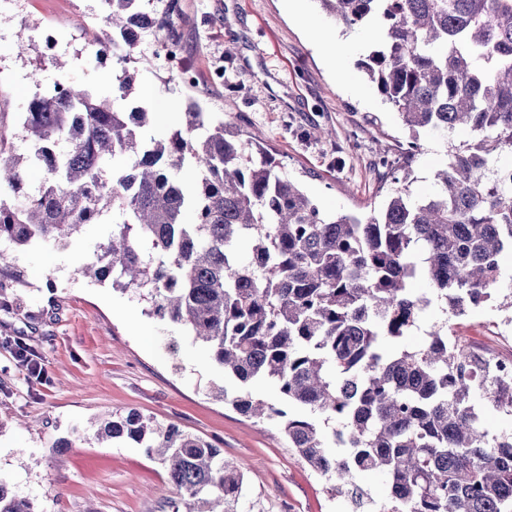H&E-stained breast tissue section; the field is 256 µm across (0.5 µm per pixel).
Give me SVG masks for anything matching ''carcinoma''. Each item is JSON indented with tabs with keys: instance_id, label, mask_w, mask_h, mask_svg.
<instances>
[{
	"instance_id": "carcinoma-1",
	"label": "carcinoma",
	"mask_w": 512,
	"mask_h": 512,
	"mask_svg": "<svg viewBox=\"0 0 512 512\" xmlns=\"http://www.w3.org/2000/svg\"><path fill=\"white\" fill-rule=\"evenodd\" d=\"M105 29L89 44L116 66L101 92L66 76L68 63L24 106L0 78V243L64 244L112 219L100 254L78 272L139 292L145 312L193 336L224 376L215 397L278 426L288 447L372 512L357 484L374 471L390 512H512V434L491 438L471 394L512 415V379L478 365L448 322L422 347L399 345L432 301L455 317L491 300L512 251V0H317L348 29L372 24L361 62L382 102L409 130L450 148L435 190L390 195L363 222L329 215L252 136L189 99L176 129L152 132L155 110L135 95L149 12L145 0H101ZM173 36L177 0L154 9ZM479 134L456 145L455 130ZM39 167L36 188L27 172ZM423 279L428 289L413 292ZM263 382L273 401L252 392ZM101 440L133 444L166 470L172 512H237L240 465L212 442L135 409L101 419ZM0 512H35L0 480Z\"/></svg>"
}]
</instances>
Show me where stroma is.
Wrapping results in <instances>:
<instances>
[{
    "instance_id": "stroma-1",
    "label": "stroma",
    "mask_w": 512,
    "mask_h": 512,
    "mask_svg": "<svg viewBox=\"0 0 512 512\" xmlns=\"http://www.w3.org/2000/svg\"><path fill=\"white\" fill-rule=\"evenodd\" d=\"M179 34L186 64L200 92L170 82L159 57L139 75L157 97L185 106L197 97L206 111L256 135L267 152L287 166L302 189L325 210L366 219L391 193L393 177L407 179L413 196L433 192L434 175L448 149L421 135L414 155L399 145L409 132L382 104L360 61L370 46L367 28L343 30L306 0L316 26L348 41L352 51L335 73L282 0H178ZM230 26H222V19ZM58 28L71 79L108 89L111 65L86 52V30L103 23L101 0H13L0 11V70L12 79V95L24 102L36 90L31 74L36 51L17 55V41L31 42L36 27ZM364 85L350 92L345 78ZM329 137L314 138L315 129ZM106 225L94 224L63 245L11 252L21 274L0 292V479L37 512H169L172 487L164 468L144 451L96 437L95 419L131 409L212 441L225 459L241 463L242 512H350L324 479L289 448L278 428L257 423L209 396L224 375L192 337L143 314L136 292H119L83 278L79 266L94 255ZM504 279L492 301L460 318L431 306L410 348L424 331L448 322L475 349L512 351L497 329H512V255L502 257ZM25 342L41 376L15 355ZM177 342L170 352L169 342Z\"/></svg>"
}]
</instances>
